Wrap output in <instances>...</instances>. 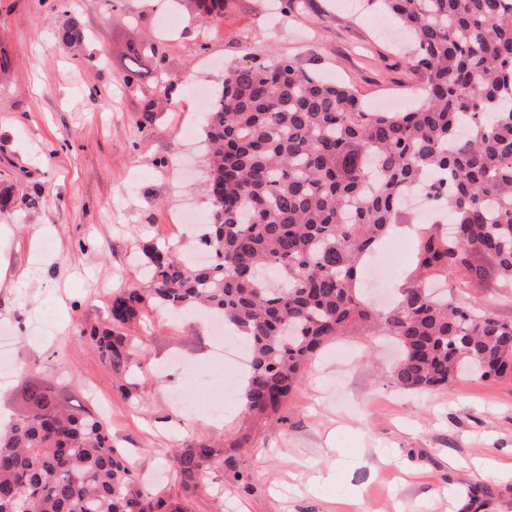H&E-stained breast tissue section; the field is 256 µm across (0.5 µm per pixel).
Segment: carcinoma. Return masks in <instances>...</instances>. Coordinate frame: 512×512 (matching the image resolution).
<instances>
[{
    "mask_svg": "<svg viewBox=\"0 0 512 512\" xmlns=\"http://www.w3.org/2000/svg\"><path fill=\"white\" fill-rule=\"evenodd\" d=\"M206 25L225 0H188ZM413 36L424 95L409 112H368L353 85L296 60H251L228 69L205 117L211 222L195 267L149 244L145 288L112 296L110 325L80 337L116 371L138 362L124 328L151 306L197 305L220 316L250 348L243 408L277 415L328 340L357 329L392 337L402 358L395 385L430 392L463 374H512V322L478 313L415 283L386 312L361 273L378 243L406 220L402 195L425 185L454 232H425L417 276H487L494 260L512 287V0H379ZM86 37L74 21L65 44ZM23 411L0 430V512H183L145 492L98 415L69 406L53 387L22 381ZM224 462L199 441L173 454L182 487Z\"/></svg>",
    "mask_w": 512,
    "mask_h": 512,
    "instance_id": "carcinoma-1",
    "label": "carcinoma"
}]
</instances>
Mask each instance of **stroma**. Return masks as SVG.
I'll return each mask as SVG.
<instances>
[{"label":"stroma","instance_id":"obj_1","mask_svg":"<svg viewBox=\"0 0 512 512\" xmlns=\"http://www.w3.org/2000/svg\"><path fill=\"white\" fill-rule=\"evenodd\" d=\"M284 18L269 0H227L224 21L204 27L186 10L161 33V58H140L141 76L124 77L129 42L160 33L163 7L152 0H0V184L14 208L0 240L7 272L31 267L30 241L48 261L29 287L0 285V324L14 328L20 368L72 404L99 412L144 487L185 512H512V377L458 379L419 394L395 387V350L364 335L330 341L309 364L280 418H252L240 404L243 378L214 358L210 321L199 313L149 309L127 333L144 364L124 372L101 363L80 339L109 324L113 294L144 286L142 248L191 250L211 204L202 141L205 100L225 71L269 52L355 86L373 109L404 111L418 100L415 46L377 0H307ZM76 18L84 41L59 30ZM165 84H157L156 74ZM153 100L155 119L138 120ZM190 207L198 223L178 228ZM418 218L397 225L398 272L372 285L389 297L414 268ZM455 295L512 321V288L489 274L482 285L447 278ZM132 399H125V391ZM223 404V416L210 412ZM224 448V461L185 493L172 462L195 442Z\"/></svg>","mask_w":512,"mask_h":512}]
</instances>
